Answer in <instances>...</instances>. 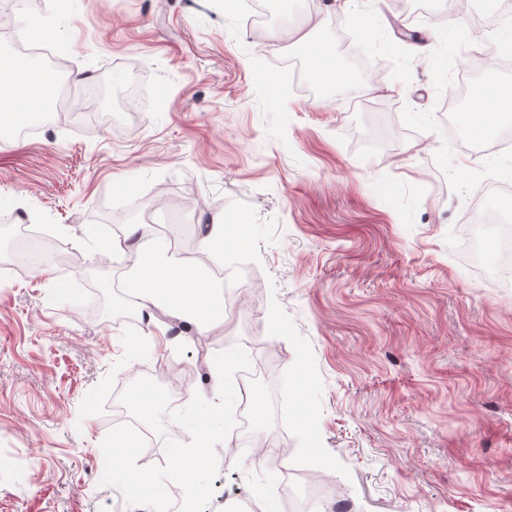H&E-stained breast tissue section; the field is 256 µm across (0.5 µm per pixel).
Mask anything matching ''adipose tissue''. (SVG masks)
I'll return each instance as SVG.
<instances>
[{
	"mask_svg": "<svg viewBox=\"0 0 512 512\" xmlns=\"http://www.w3.org/2000/svg\"><path fill=\"white\" fill-rule=\"evenodd\" d=\"M305 49L313 83L329 89L349 82L345 66L328 43L309 40ZM47 81L46 72L29 60L0 61V124L31 119L45 112ZM458 123L471 138L486 142L498 139L502 132L512 128V84L501 82L494 74H486L474 88L467 108L460 112ZM141 248L147 257L146 263L128 273L129 285L136 292L141 308L165 305L203 328L222 320V286L194 276L179 296H171L167 287L170 265L165 251L150 240L144 241Z\"/></svg>",
	"mask_w": 512,
	"mask_h": 512,
	"instance_id": "ef3b65f1",
	"label": "adipose tissue"
}]
</instances>
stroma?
Instances as JSON below:
<instances>
[{
	"instance_id": "obj_1",
	"label": "stroma",
	"mask_w": 512,
	"mask_h": 512,
	"mask_svg": "<svg viewBox=\"0 0 512 512\" xmlns=\"http://www.w3.org/2000/svg\"><path fill=\"white\" fill-rule=\"evenodd\" d=\"M0 0L40 35L69 84L62 116L0 137V219L39 226L67 259L44 274L0 265V512H131L101 485V443L142 376L179 400L215 394L214 356L241 345L275 381L253 418L261 458L217 447L207 512H286V489L320 474L338 512H512V264L486 271L468 192L499 171L444 117L470 42L448 51L426 0H359L392 39L357 44L383 74L363 103L307 90L296 37L349 51L336 0H305L292 36H254L224 0ZM324 18L313 28L312 17ZM282 80L273 104L250 60ZM131 85L103 121L100 79ZM190 205L167 232L159 196ZM233 258L237 311L207 330L142 313L124 257L139 235L174 269L212 220ZM108 287L90 293V263Z\"/></svg>"
}]
</instances>
